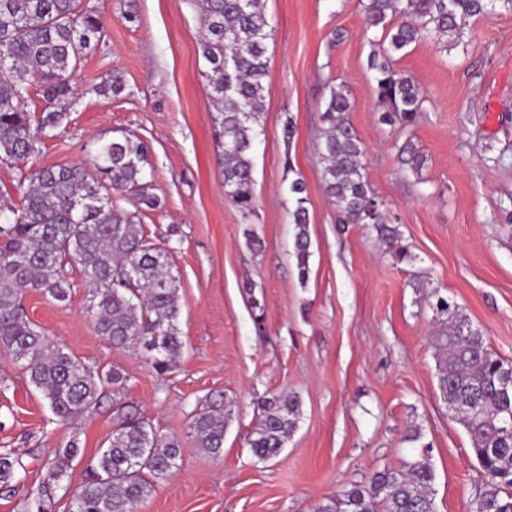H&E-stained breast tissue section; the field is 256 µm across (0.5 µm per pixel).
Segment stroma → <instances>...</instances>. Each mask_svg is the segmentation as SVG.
I'll list each match as a JSON object with an SVG mask.
<instances>
[{"label":"stroma","instance_id":"35a3bbf8","mask_svg":"<svg viewBox=\"0 0 512 512\" xmlns=\"http://www.w3.org/2000/svg\"><path fill=\"white\" fill-rule=\"evenodd\" d=\"M105 37L76 74L80 97L64 132L45 140L35 163H78L93 142L134 133L150 146L152 191L161 200L140 221L170 241L180 278V328L187 349L161 377L138 354L116 350L86 312L79 271L68 304L26 293L29 318L86 363L119 366L125 400L162 435L177 437L182 460L139 512H314L351 485L412 453L402 435L420 427L430 445L437 512H465L484 475L438 387L430 338L438 325L426 298L457 303L491 349L512 361V10L471 18L462 44L432 40L396 56L420 87L415 125H387L367 58L381 31L365 32L361 0H264L273 26L265 110L253 152L257 207L242 216L224 193L216 163L206 64L191 0H83ZM135 4L139 23L124 21ZM124 92L104 98L108 74ZM345 87L348 114L366 152L369 183L412 260L397 262L368 224H341L318 157L320 114L330 87ZM293 118L295 135L282 127ZM413 143V169L401 156ZM303 177L311 242L307 280L293 256L289 184ZM261 249L246 244L247 232ZM302 401L298 427L276 459L258 461L248 439L258 399L282 392ZM223 393L231 406L224 453L196 448L189 429L199 399ZM21 363L0 353V451L25 471L0 512H21L43 480L42 460L72 435L85 459L48 488L54 512L111 436L112 405L77 423L50 420Z\"/></svg>","mask_w":512,"mask_h":512}]
</instances>
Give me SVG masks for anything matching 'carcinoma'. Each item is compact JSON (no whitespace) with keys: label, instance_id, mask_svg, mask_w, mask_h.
I'll list each match as a JSON object with an SVG mask.
<instances>
[{"label":"carcinoma","instance_id":"carcinoma-1","mask_svg":"<svg viewBox=\"0 0 512 512\" xmlns=\"http://www.w3.org/2000/svg\"><path fill=\"white\" fill-rule=\"evenodd\" d=\"M512 0H365L366 30L385 31L388 45L368 59L383 119L413 125L423 98L415 81L396 67L394 55L432 38L445 50L459 46L464 22L488 16L496 2ZM200 48L212 102L216 159L224 191L247 217L257 205L253 149L265 109L267 41L272 26L261 0H195ZM101 15L81 0H0V154L14 163L30 161L50 133L65 128L78 93L73 80L92 42L104 37ZM44 106L27 110L31 86ZM102 96L121 94L120 76L96 87ZM351 102L332 87L321 114L319 157L324 190L336 206L338 223L371 224L400 262L411 257L388 226L384 204L366 175L362 142L349 123ZM148 143L134 133L100 142L79 164L28 167L20 206L0 194V351L24 362L29 382L54 420L72 423L112 398L117 428L86 468L70 512H138L179 467L175 437L158 434L138 406L122 400L124 372L89 365L43 333L28 317L24 295L37 291L65 304L73 285L66 269L79 270L89 287L87 313L115 349L137 350L160 375L177 370L186 343L179 327V280L174 248L149 239L139 213L157 210L149 192L152 164ZM295 207L294 257L299 279L308 276V203L302 177L289 187ZM131 208H126V205ZM443 331L431 337L439 390L452 397L448 412L469 436L485 476L467 512H512V362L495 354L481 330L459 307L439 296L432 305ZM249 439L261 461L278 457L297 429L301 401L294 393L262 401ZM224 394L210 393L191 412L196 447L212 458L224 448ZM83 457L72 436L51 450L43 466L46 484L68 477ZM23 465L0 451V488L8 493ZM434 470L427 446L396 467L376 471L370 484L343 490L315 512H436Z\"/></svg>","mask_w":512,"mask_h":512}]
</instances>
